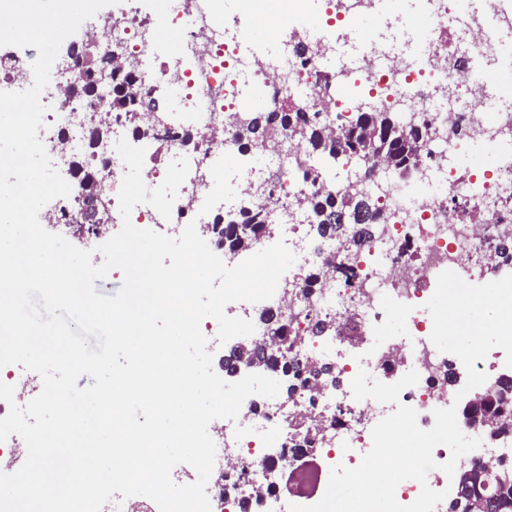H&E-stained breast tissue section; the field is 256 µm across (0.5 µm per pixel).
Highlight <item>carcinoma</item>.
I'll return each mask as SVG.
<instances>
[{"label":"carcinoma","mask_w":512,"mask_h":512,"mask_svg":"<svg viewBox=\"0 0 512 512\" xmlns=\"http://www.w3.org/2000/svg\"><path fill=\"white\" fill-rule=\"evenodd\" d=\"M144 102L139 87L131 80L124 81L115 90L112 107L123 110L141 107ZM290 128L295 139L305 144L308 156L323 164L336 162L340 158L357 159L366 162L378 151L392 166L418 162L424 145V132L419 129L405 131L397 125L396 113L388 112L375 103H362L357 112L345 120L336 136L306 120H291L289 113L277 112L267 115L258 112L240 124L238 138L249 147L264 130L270 132ZM313 223L318 225L321 236L327 237L344 232L343 223L359 224L361 220L374 221L381 217L379 207L366 197L340 194L311 201ZM260 230V216L249 217L248 223L221 231L226 247L230 250L247 251L254 247L256 233ZM322 385L333 381L336 372L330 366L316 367L300 365L293 361L283 368L282 380L288 383V390L294 389V382L300 374ZM492 413L495 421L483 428L490 441L512 434V397H495L485 405L478 404L469 414L470 422H483L486 413ZM298 434L310 447L321 443V430L310 422L299 423ZM481 472L479 482L468 488H459L448 502V512H471L472 501L479 496L495 500L497 512H512V467L497 460L481 461L473 465Z\"/></svg>","instance_id":"cac0c4a2"}]
</instances>
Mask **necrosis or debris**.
I'll return each mask as SVG.
<instances>
[{"label": "necrosis or debris", "mask_w": 512, "mask_h": 512, "mask_svg": "<svg viewBox=\"0 0 512 512\" xmlns=\"http://www.w3.org/2000/svg\"><path fill=\"white\" fill-rule=\"evenodd\" d=\"M327 20L317 33L281 26L269 49L248 45L259 14L230 12L222 0H176L158 14L149 0H117L81 25L85 43L122 53L112 64L118 80L135 77L145 97L158 100L162 127L146 134L144 113L117 112L108 94L73 93L85 73L83 55L68 59L69 71L52 70L41 96L48 111L39 137L54 166L71 185L65 205L42 213L41 221L67 233L82 191L81 161L110 163L105 186L117 205L126 167L116 151L119 140L145 147L144 169L152 186L165 178L169 163L189 161L170 218L141 204L132 223L176 237L188 224L226 265L241 254L225 248L217 224H241L264 210L272 233L258 248L285 242L296 256L274 296L259 303L234 302L227 315L253 322L254 339L267 342L281 324L301 329L292 359L336 368V381L324 390L305 389L276 397H247L237 419L209 426L216 445L207 484L212 512H241L245 499L260 495L259 512H289L324 495L333 467H356L372 447L371 430L391 406L355 399L351 382L359 371L385 383L408 371L416 385L400 394L414 408L421 428L434 424L433 412L452 404L456 391L449 372L461 368L454 355L430 340L433 323L425 302L446 270L492 276L512 265V108L501 106L495 77L512 68V0H324ZM179 40L159 51L163 30ZM33 56L23 48L0 51V85L31 86ZM350 94H337L340 85ZM263 101L264 111L284 103L316 114L333 127L349 115L359 92L396 112L404 126L429 128L415 178L416 190L394 182L376 167L370 189L389 220L349 225L345 234L320 238L310 222L312 195L349 192L362 168L345 163L338 178L305 170V155L283 132L243 148L235 136L236 118L250 114L244 88ZM108 113L107 148L94 144L91 114ZM498 159L491 177L465 170L472 145ZM262 156L263 165L246 167L236 179L237 198L202 212L212 189L213 164L226 153ZM333 322L335 331L318 336L314 327ZM318 417L324 440L309 448L291 428L292 417Z\"/></svg>", "instance_id": "4bbe7bcc"}]
</instances>
